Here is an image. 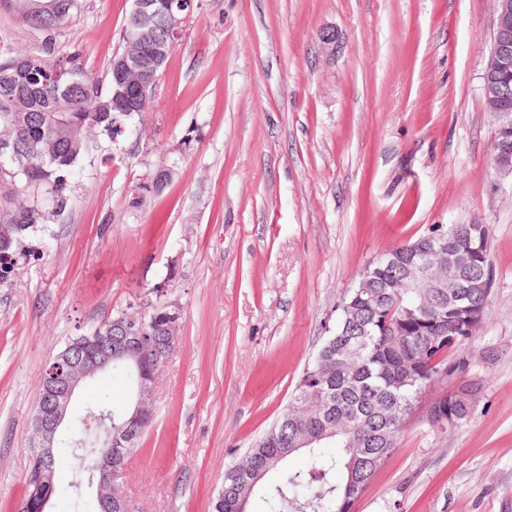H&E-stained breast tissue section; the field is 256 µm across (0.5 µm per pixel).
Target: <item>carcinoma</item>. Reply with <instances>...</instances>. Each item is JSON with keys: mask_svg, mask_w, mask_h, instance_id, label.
<instances>
[{"mask_svg": "<svg viewBox=\"0 0 512 512\" xmlns=\"http://www.w3.org/2000/svg\"><path fill=\"white\" fill-rule=\"evenodd\" d=\"M8 3L45 33L66 24L79 8V0H52V11L41 13L35 0ZM137 25L134 15L126 18L114 60L125 53ZM117 89L112 73L101 83L74 57L29 55L0 43V145L10 154L0 157V285L15 279L20 262L49 251L42 232L70 207L77 165L127 126L132 113L117 106ZM444 240L462 259H477L469 273L485 279L492 261L484 224L434 227L392 247L395 264L370 263L365 287L341 299L336 325L304 370L288 408L225 469L214 512H251L265 476L299 452L310 455V468L269 487L265 512H353L377 473L374 462H386L420 405V421L441 434L472 419L484 384L466 352L473 337L441 332L462 304L457 285L464 269L420 273L407 256L414 244ZM166 311L160 301L144 314L122 311L95 332L106 336L127 324H146L142 366H161L173 350ZM101 411L117 425L126 417L104 397L77 414ZM27 485L26 501L32 504L57 491L46 483ZM112 503L118 506L114 512H130L120 480L112 486Z\"/></svg>", "mask_w": 512, "mask_h": 512, "instance_id": "1", "label": "carcinoma"}]
</instances>
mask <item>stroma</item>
Listing matches in <instances>:
<instances>
[{
	"label": "stroma",
	"instance_id": "1",
	"mask_svg": "<svg viewBox=\"0 0 512 512\" xmlns=\"http://www.w3.org/2000/svg\"><path fill=\"white\" fill-rule=\"evenodd\" d=\"M132 0H81L44 42L0 5V41L78 55L105 78ZM333 30L336 41L323 44ZM492 0H199L105 158L79 164L52 247L0 286V512L24 500L40 376L68 339L147 309L179 339L129 462L135 512H213L224 469L287 408L360 272L432 227L483 224L495 283L470 345L487 382L470 422L409 426L353 512H512V179L492 165L481 76ZM171 176L143 193L158 170ZM125 379L84 383L77 405ZM68 416L46 512H85Z\"/></svg>",
	"mask_w": 512,
	"mask_h": 512
}]
</instances>
